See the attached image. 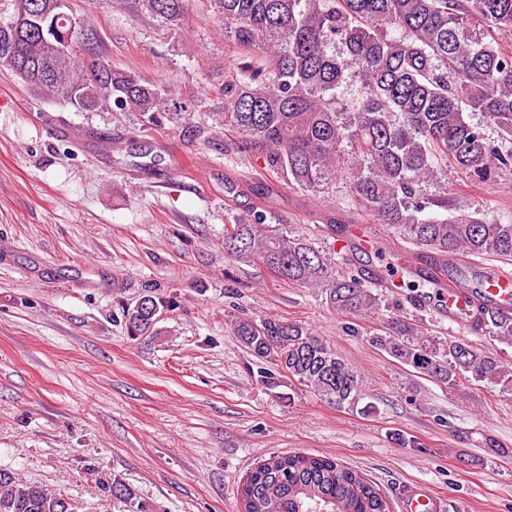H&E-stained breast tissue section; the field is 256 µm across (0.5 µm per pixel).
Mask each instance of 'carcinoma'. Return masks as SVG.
Masks as SVG:
<instances>
[{"label":"carcinoma","instance_id":"cac0c4a2","mask_svg":"<svg viewBox=\"0 0 512 512\" xmlns=\"http://www.w3.org/2000/svg\"><path fill=\"white\" fill-rule=\"evenodd\" d=\"M53 0H0V66L28 87L77 112H133L141 132L181 126L202 110L195 95L175 97L158 81L85 56L73 40L59 53L55 33L32 31L35 5ZM189 0H119L136 16L168 30L183 25ZM247 62L224 70L223 110L207 112L210 129L228 136L240 154L262 158L285 185L318 193L343 174L357 214L384 224L416 248L421 266L410 288H440L450 258L512 261V213L483 209L453 216L450 194L428 187L453 163L475 182L512 168V0H205ZM358 95L344 96L348 77ZM478 112L483 121L473 122ZM224 250L236 261L262 263L276 278L320 288L328 306L348 318L346 330L455 390L487 383L512 395V364L483 352L466 337L445 340L398 319L369 332L357 320L380 308L383 295L363 268L333 258L259 208L224 225ZM453 281L481 299L488 276L455 268ZM135 303L123 308L132 338L155 327L139 322ZM487 334L512 345V318L485 317ZM238 342L274 380L271 364L288 380L336 407L375 410L356 370L307 326L278 317L239 318ZM240 512H389L387 501L356 469L300 453L276 454L242 483ZM0 512H72L71 504L11 470L0 469Z\"/></svg>","mask_w":512,"mask_h":512}]
</instances>
